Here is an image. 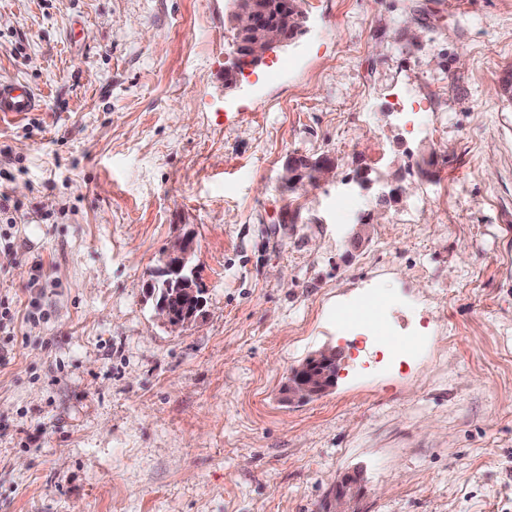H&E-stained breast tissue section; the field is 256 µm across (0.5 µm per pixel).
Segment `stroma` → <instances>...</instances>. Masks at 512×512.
I'll list each match as a JSON object with an SVG mask.
<instances>
[{"instance_id":"obj_1","label":"stroma","mask_w":512,"mask_h":512,"mask_svg":"<svg viewBox=\"0 0 512 512\" xmlns=\"http://www.w3.org/2000/svg\"><path fill=\"white\" fill-rule=\"evenodd\" d=\"M232 5L0 0V84L39 94L0 114V512H326L347 477L349 512H512V0H302L239 68ZM296 155L335 179L288 189ZM195 247L196 243L192 235L185 234L176 237L162 253L160 264L153 270V278L148 285L152 295L155 293L153 288H158L160 284H163L160 293L171 295V288H177V294L187 300L186 307L189 310L180 318L171 310L164 295L160 297L157 303L155 295L156 319L171 332L180 331L188 324L196 321L202 315L205 307L203 292H201L202 289L199 287L197 279L192 280L183 277L186 265L194 255ZM174 281H176L175 284H173ZM165 288H169V291H166ZM338 354L326 348L296 367L288 381V399L307 400L327 392L336 382Z\"/></svg>"}]
</instances>
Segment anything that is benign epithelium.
Returning <instances> with one entry per match:
<instances>
[{"instance_id":"benign-epithelium-1","label":"benign epithelium","mask_w":512,"mask_h":512,"mask_svg":"<svg viewBox=\"0 0 512 512\" xmlns=\"http://www.w3.org/2000/svg\"><path fill=\"white\" fill-rule=\"evenodd\" d=\"M233 25L238 35L237 51L247 52V58L258 63L270 50L285 44L288 39L282 33L281 24L270 19L268 10L252 9L246 6L244 0L232 15ZM336 165L334 161L323 158L319 165L304 156L292 158L286 166L281 181L291 187H303L310 183L317 185L334 177ZM310 182H305V179ZM195 239L190 234L176 237L162 253L160 264L153 270V278L148 288L158 286L177 288V294L186 298L188 311L183 317L174 314L165 297H160L155 303L156 319L169 331L177 332L197 320L203 313L205 300L199 295L200 287L197 280L183 276L187 263L195 252ZM338 373V354L333 348H326L303 364L296 367L288 381V399L307 400L327 392L336 382ZM354 480L345 479L336 487L334 496L335 507L331 512H349L345 509L346 500L352 495Z\"/></svg>"}]
</instances>
